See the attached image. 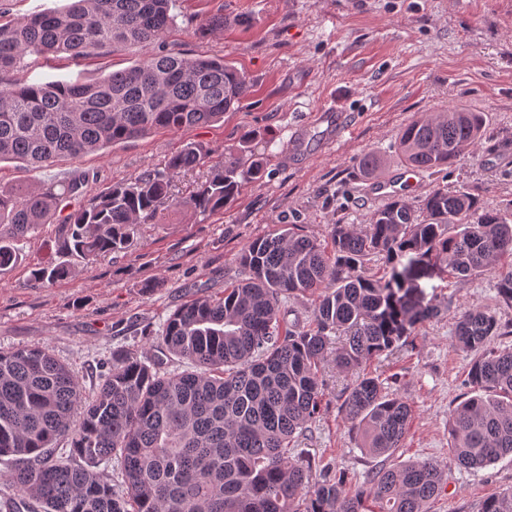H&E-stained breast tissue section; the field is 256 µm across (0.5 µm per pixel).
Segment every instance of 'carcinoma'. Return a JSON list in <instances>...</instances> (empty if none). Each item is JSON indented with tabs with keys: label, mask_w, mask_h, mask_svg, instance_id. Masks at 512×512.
<instances>
[{
	"label": "carcinoma",
	"mask_w": 512,
	"mask_h": 512,
	"mask_svg": "<svg viewBox=\"0 0 512 512\" xmlns=\"http://www.w3.org/2000/svg\"><path fill=\"white\" fill-rule=\"evenodd\" d=\"M176 0H69L62 9L0 25V74L28 55L66 54L75 61L112 45L147 47L175 22ZM226 25L224 9L206 16L205 35ZM247 76L224 59L151 54L93 83L0 81V162L34 169L76 159L159 131L208 125L250 95ZM485 118L462 106L412 120L399 132L403 162L440 172L476 146ZM253 134L211 166L186 198L171 174L207 162L210 151L187 142L165 168L104 188L62 221L59 260L37 264L31 281L53 282L101 256L120 253L134 226L155 224L163 207L212 214L243 184L263 177L265 157ZM90 175L40 188L0 190V269L17 264L13 242L48 223L58 204L86 195ZM413 253L431 257L459 278L497 272L498 298L512 305V203L481 206L470 189L437 186L419 210L400 197L360 226L336 223L329 240L291 224L252 240L242 251L245 278L224 296L195 298L166 321L159 355L148 365L112 357L99 391L83 395L77 376L47 350H0V460L15 467L0 489L12 512H427L444 472L431 461L378 471L354 493L345 472L291 454L316 421L324 396L322 366L352 376L339 409L373 456L402 447L410 405L389 393L370 363L437 317L412 287ZM382 260L380 277L366 274ZM314 297L307 324H282L281 297ZM504 331L479 308L460 313L456 346L473 355L471 395L452 411V461L482 469L512 455V349L490 346ZM177 358L184 371L161 370ZM59 441L67 447L56 449ZM121 462L124 490L105 465ZM481 512H512V492L486 498Z\"/></svg>",
	"instance_id": "1"
}]
</instances>
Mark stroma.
<instances>
[{
    "label": "stroma",
    "instance_id": "stroma-1",
    "mask_svg": "<svg viewBox=\"0 0 512 512\" xmlns=\"http://www.w3.org/2000/svg\"><path fill=\"white\" fill-rule=\"evenodd\" d=\"M175 24L149 49L114 46L74 62L26 57L11 72L20 83L79 80L92 83L131 66L146 53L221 57L243 71L253 91L223 120L177 132L153 133L80 159L34 169L0 163V188L61 183L78 171L93 174L89 194L164 168L187 142L211 150L213 159L236 151L245 132L267 156L262 179L242 186L222 212L189 208L165 211L161 223L140 224L124 252L97 258L70 277L45 284L30 280L33 264L56 257L62 221L79 203L64 201L49 223L17 242L21 260L0 269V348L39 345L78 377L85 395L100 386L116 353L153 362L169 315L203 295L223 293L243 278L241 251L274 229L299 225L303 234L326 239L332 224L367 223L387 199L375 193L358 161L380 157L381 179L404 169L397 149L400 129L424 113L462 105L483 113L486 130L471 152L447 173H418L411 204L435 186L468 187L483 206L512 204V0H177ZM223 9L224 30L199 36L205 15ZM333 102L344 110L349 130L329 140L316 111ZM305 127L307 149L293 153L290 137ZM425 300L441 309L418 325L406 345L373 361L389 393L410 404L401 448L371 456L339 411L350 378L325 364V397L319 418L298 447L347 472L348 491L369 476L408 461L432 460L446 471L429 512H479L482 501L512 489V457L478 470L451 460L448 420L469 388L471 356L455 344L458 314L480 307L502 325L512 324V306L499 301L497 276L487 271L465 279L448 276L433 259L412 267ZM153 289H146V282Z\"/></svg>",
    "mask_w": 512,
    "mask_h": 512
}]
</instances>
